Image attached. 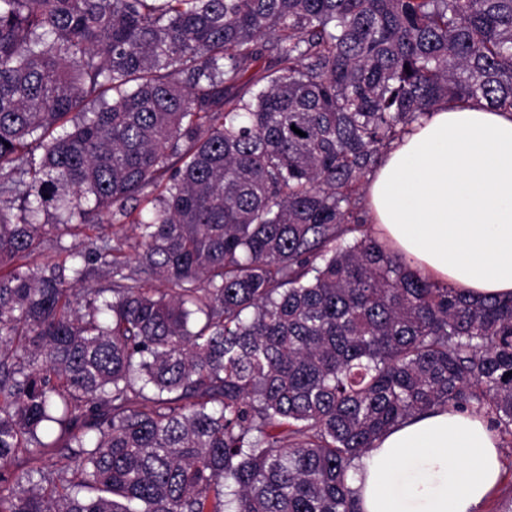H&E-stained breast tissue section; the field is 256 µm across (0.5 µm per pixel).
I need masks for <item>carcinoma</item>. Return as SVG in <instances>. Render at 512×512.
I'll return each mask as SVG.
<instances>
[{"label": "carcinoma", "mask_w": 512, "mask_h": 512, "mask_svg": "<svg viewBox=\"0 0 512 512\" xmlns=\"http://www.w3.org/2000/svg\"><path fill=\"white\" fill-rule=\"evenodd\" d=\"M470 102L512 113V0H0V512H359L413 416L512 445V297L363 210Z\"/></svg>", "instance_id": "cac0c4a2"}]
</instances>
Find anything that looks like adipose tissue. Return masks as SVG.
<instances>
[{
	"label": "adipose tissue",
	"mask_w": 512,
	"mask_h": 512,
	"mask_svg": "<svg viewBox=\"0 0 512 512\" xmlns=\"http://www.w3.org/2000/svg\"><path fill=\"white\" fill-rule=\"evenodd\" d=\"M366 219L411 268L474 299L512 295V114L474 102L412 124L369 175ZM361 512H482L496 439L467 412L391 429L357 462Z\"/></svg>",
	"instance_id": "adipose-tissue-1"
}]
</instances>
